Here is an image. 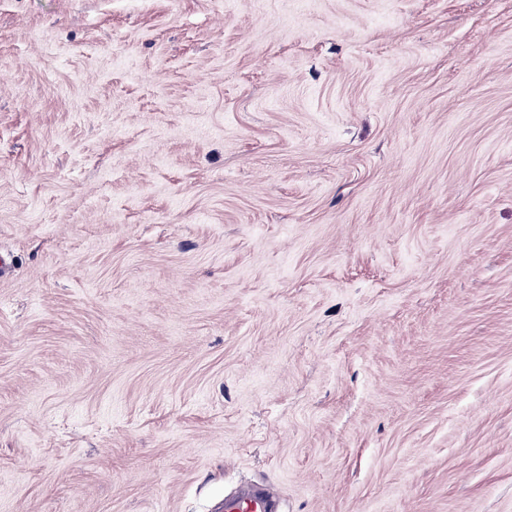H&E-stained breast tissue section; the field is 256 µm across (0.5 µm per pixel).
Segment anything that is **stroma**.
Instances as JSON below:
<instances>
[{
    "instance_id": "obj_1",
    "label": "stroma",
    "mask_w": 512,
    "mask_h": 512,
    "mask_svg": "<svg viewBox=\"0 0 512 512\" xmlns=\"http://www.w3.org/2000/svg\"><path fill=\"white\" fill-rule=\"evenodd\" d=\"M0 512H512V0H0ZM281 505L263 489L224 499V512H279Z\"/></svg>"
}]
</instances>
